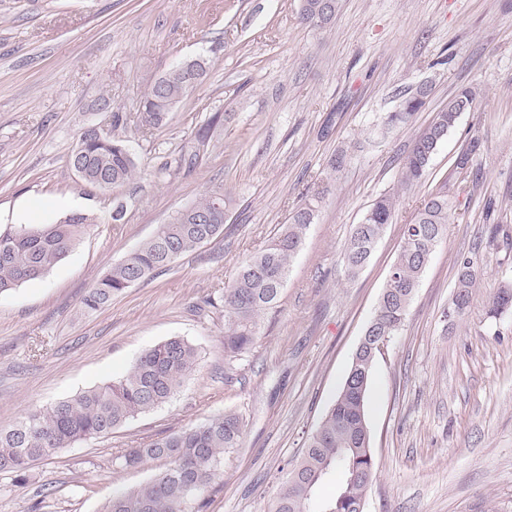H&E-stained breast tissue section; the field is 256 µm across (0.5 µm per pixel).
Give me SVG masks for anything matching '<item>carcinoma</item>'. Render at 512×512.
I'll return each mask as SVG.
<instances>
[{"mask_svg": "<svg viewBox=\"0 0 512 512\" xmlns=\"http://www.w3.org/2000/svg\"><path fill=\"white\" fill-rule=\"evenodd\" d=\"M321 0H302L300 16L312 26L330 23L340 9V0L327 12L318 9ZM187 78L178 70L162 76L143 95L141 111L128 120L113 111L112 100L102 96L98 105L112 113V127L133 125L147 136L159 127L172 107L187 95ZM475 93L462 89L441 108L432 122L418 133L404 158L400 182L410 188L425 178L438 144L463 112L471 111ZM424 105L411 96L386 124H407ZM70 165L83 172L91 186L107 182L119 186L133 178L137 169L127 138L114 132L92 135L81 131ZM219 193L210 191L172 221L161 224L136 250L112 265L82 298V307L95 312L127 288L153 278L183 254L221 235L224 215L211 224H198L195 217L214 210ZM396 200L378 197L355 225L343 255L348 277L367 264L385 227L392 223ZM455 202L443 187L431 194L405 225L403 240L390 268L385 288L369 323L379 335L394 337L399 331L412 296L435 248L458 217ZM308 202L297 207L280 232L239 268L224 288V353L237 356L249 350L259 332L262 314L279 303L293 257L315 217ZM92 218L73 214L55 224H20L0 229V293L45 277L76 248L87 233ZM457 277L452 306L444 317L459 315L471 304L481 267L477 255L457 258ZM512 310V284L501 285L487 302L486 314L496 318ZM376 358L354 354L336 399L308 437L301 457L280 483L269 512H364L367 493L375 477L373 448L366 421V395ZM199 364L197 348L173 337L144 350L123 376L85 390L49 407L27 412L12 426L0 429V472L11 473L18 483L27 479L33 465L77 442L103 437L140 414L167 402ZM243 422L232 411L210 416L154 441L139 444L115 457L122 469L137 468L149 460L164 462L161 472L136 488L121 491L102 506V512H188L217 477L224 454L239 446ZM336 478L329 497L320 496L322 486Z\"/></svg>", "mask_w": 512, "mask_h": 512, "instance_id": "cac0c4a2", "label": "carcinoma"}]
</instances>
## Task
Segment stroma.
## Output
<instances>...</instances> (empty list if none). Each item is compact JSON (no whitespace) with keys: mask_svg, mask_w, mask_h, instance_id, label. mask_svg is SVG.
I'll use <instances>...</instances> for the list:
<instances>
[{"mask_svg":"<svg viewBox=\"0 0 512 512\" xmlns=\"http://www.w3.org/2000/svg\"><path fill=\"white\" fill-rule=\"evenodd\" d=\"M301 0H0V226L81 213L89 233L44 278L0 294V429L26 411L124 374L142 351L181 337L197 370L168 402L112 433L37 462L26 484L0 473V512H100L147 482L115 455L227 410L244 421L202 512H266L278 483L339 392L377 305L405 224L447 187L460 217L435 249L406 319L378 361L367 421L375 478L366 512H512V314L486 302L512 280V0H341L312 27ZM207 76L152 134L132 138L129 183L104 191L69 164L81 130L135 116L144 92L183 59ZM428 88L411 124L387 113ZM477 97L438 145L427 177L399 185L416 135L460 89ZM110 97L113 112L97 109ZM216 126H209L213 115ZM210 132L197 145L201 127ZM478 139V180L455 162ZM323 188L279 304L250 350L224 354L218 300L240 264ZM228 202L221 236L170 269L85 312L113 263L205 192ZM398 196L392 224L360 274L342 253L377 197ZM491 218H484L486 201ZM124 218L114 223L115 206ZM484 275L470 309L444 320L457 256Z\"/></svg>","mask_w":512,"mask_h":512,"instance_id":"stroma-1","label":"stroma"}]
</instances>
